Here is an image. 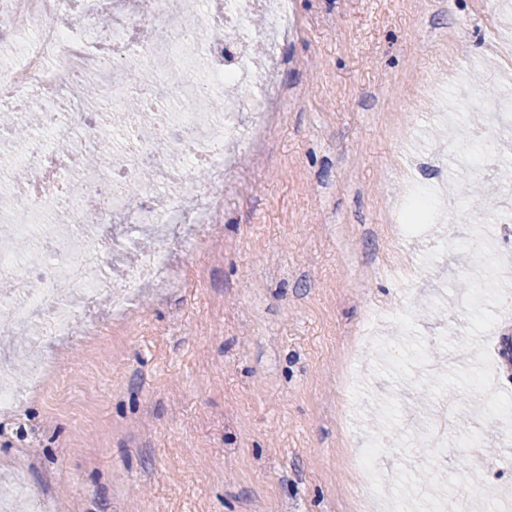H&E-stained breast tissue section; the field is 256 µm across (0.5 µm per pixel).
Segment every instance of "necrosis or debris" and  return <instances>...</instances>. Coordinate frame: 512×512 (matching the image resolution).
I'll use <instances>...</instances> for the list:
<instances>
[{
    "instance_id": "necrosis-or-debris-1",
    "label": "necrosis or debris",
    "mask_w": 512,
    "mask_h": 512,
    "mask_svg": "<svg viewBox=\"0 0 512 512\" xmlns=\"http://www.w3.org/2000/svg\"><path fill=\"white\" fill-rule=\"evenodd\" d=\"M75 10L85 32L97 38L95 51L67 27ZM296 27L292 0H211L191 28L184 25L182 0H154L149 13L138 0H0V50L23 51L21 64L0 79V103L21 121L36 113L41 131L22 143L0 127V154L28 173L19 184L12 171L0 168V190L14 199L12 212L0 217V271L18 274L13 287L0 289V334L22 336L18 355L34 362L33 391L43 390L53 365L39 357L40 348L77 332L96 335L94 312L118 309L121 289L169 287L159 254L170 243V224L179 219L209 231L222 223L225 176L238 183L254 178L237 168V143L244 139L252 151H263V133L288 94L271 83L273 74L287 69L288 57H257L254 42L281 46ZM130 42L143 68L178 75L175 99L128 83ZM199 48L208 61L203 82L183 75ZM92 80L103 84L107 104L84 122L73 121L72 98ZM133 97L141 109L127 115L122 167L108 176L87 170V140L109 127L112 113ZM146 169L154 181L141 186L136 207H127L126 187ZM69 179L83 183L81 194L62 193ZM438 192L409 176L400 215L476 222L477 212L443 206ZM119 216L147 225L146 237L111 244L105 229ZM33 253L57 260L34 268ZM62 281L79 288L76 299L60 297Z\"/></svg>"
}]
</instances>
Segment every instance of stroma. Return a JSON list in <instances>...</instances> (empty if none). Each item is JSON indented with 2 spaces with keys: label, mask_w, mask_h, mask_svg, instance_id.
Wrapping results in <instances>:
<instances>
[{
  "label": "stroma",
  "mask_w": 512,
  "mask_h": 512,
  "mask_svg": "<svg viewBox=\"0 0 512 512\" xmlns=\"http://www.w3.org/2000/svg\"><path fill=\"white\" fill-rule=\"evenodd\" d=\"M291 91L269 132L259 175L224 194L210 248L180 244L183 281L129 296L96 337H71L57 355L63 395L29 397L0 418V482L23 475L14 512H355L345 456L378 440L393 477L436 475V487L474 482L512 498V455L494 421L457 393L447 457L409 446L404 424L437 411L418 387L372 374L368 331L398 334L413 314L426 344L463 341L462 277L451 251L423 256L443 237L392 222L409 155L420 176L470 204L473 184L495 185L453 160L427 164L446 129L415 108L412 87L454 100L449 66L469 82L495 77L494 0H295ZM424 265L433 306L416 305L382 259ZM476 463L462 470L460 459Z\"/></svg>",
  "instance_id": "1"
}]
</instances>
